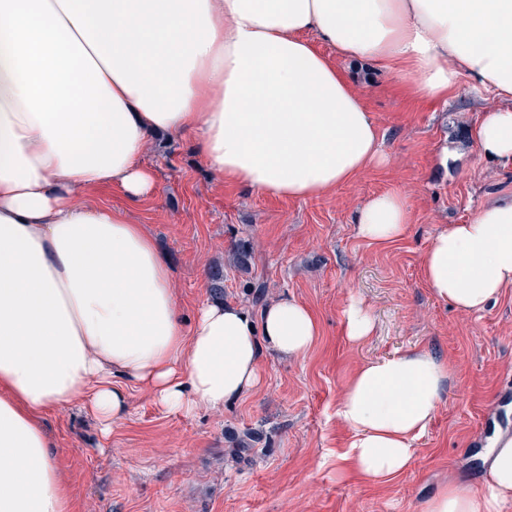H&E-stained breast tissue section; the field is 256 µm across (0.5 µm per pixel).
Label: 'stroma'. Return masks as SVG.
<instances>
[{
  "label": "stroma",
  "instance_id": "35a3bbf8",
  "mask_svg": "<svg viewBox=\"0 0 512 512\" xmlns=\"http://www.w3.org/2000/svg\"><path fill=\"white\" fill-rule=\"evenodd\" d=\"M376 122L386 164L322 196L288 199L228 184L204 164L195 140L151 135L143 155L152 195L88 192L98 205L126 209L164 256L186 320L211 301L208 271L227 266L235 241H252L250 273L229 272L225 300L253 306L250 284L267 297H294L319 317L322 334L305 355L265 350L256 390L221 409L189 417L160 410L140 388L130 411L103 432L81 405L55 411L53 460L73 492V512H419L449 479L480 487L494 437L512 436V289L484 312L439 303L421 276L425 251L445 225L460 224L488 199L512 194V169L471 144V124L495 98L460 89L422 99L367 62L340 61ZM405 193L412 222L396 241L360 238L353 215L367 197ZM374 320L358 344L342 334L349 297ZM410 348L448 365L443 401L403 473L364 479L342 459L350 441L336 417L349 377L365 361ZM256 436L249 465L233 437Z\"/></svg>",
  "mask_w": 512,
  "mask_h": 512
}]
</instances>
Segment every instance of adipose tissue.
<instances>
[{
  "instance_id": "1",
  "label": "adipose tissue",
  "mask_w": 512,
  "mask_h": 512,
  "mask_svg": "<svg viewBox=\"0 0 512 512\" xmlns=\"http://www.w3.org/2000/svg\"><path fill=\"white\" fill-rule=\"evenodd\" d=\"M324 44L427 99L463 83L491 92L498 104L470 139L512 163V0H0V512H72L50 457L51 409L82 405L107 429L131 385L171 414L220 409L258 386L264 349L313 347L321 325L288 296L257 321L224 302L185 322L142 225L84 195L150 196L141 155L160 132L193 136L218 178L290 199L385 164L375 121ZM411 217L407 196L387 191L353 222L385 243ZM422 275L467 313L512 288V196L443 227ZM447 382L423 349L363 363L336 409L351 433L345 459L375 483L404 472ZM509 504L512 438L501 436L481 489L449 482L421 512Z\"/></svg>"
}]
</instances>
